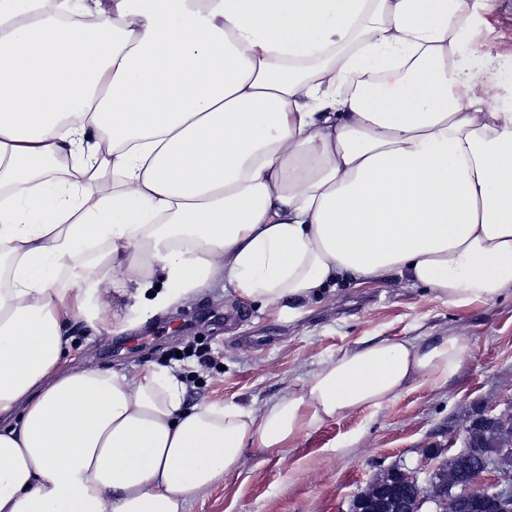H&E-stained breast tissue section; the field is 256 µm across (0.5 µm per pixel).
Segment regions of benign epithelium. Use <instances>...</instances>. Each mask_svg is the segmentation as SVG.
Instances as JSON below:
<instances>
[{
	"label": "benign epithelium",
	"mask_w": 512,
	"mask_h": 512,
	"mask_svg": "<svg viewBox=\"0 0 512 512\" xmlns=\"http://www.w3.org/2000/svg\"><path fill=\"white\" fill-rule=\"evenodd\" d=\"M489 473L493 477L481 488H474L476 481ZM393 474L391 482H372L354 500L351 512H390L392 501L397 512H420L425 505L440 502L443 491L435 483L424 486L417 477L398 468ZM461 497L485 512H512V448H499L494 455L470 465L462 481Z\"/></svg>",
	"instance_id": "benign-epithelium-1"
}]
</instances>
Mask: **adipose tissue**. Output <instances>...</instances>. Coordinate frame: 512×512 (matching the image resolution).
I'll return each instance as SVG.
<instances>
[{
    "mask_svg": "<svg viewBox=\"0 0 512 512\" xmlns=\"http://www.w3.org/2000/svg\"><path fill=\"white\" fill-rule=\"evenodd\" d=\"M482 3L0 0V512H186L251 446L461 368L467 337L371 338L256 417L65 361L71 326L118 327L120 272L153 313L221 276L291 314L393 275L512 290V112L463 50Z\"/></svg>",
    "mask_w": 512,
    "mask_h": 512,
    "instance_id": "adipose-tissue-1",
    "label": "adipose tissue"
}]
</instances>
